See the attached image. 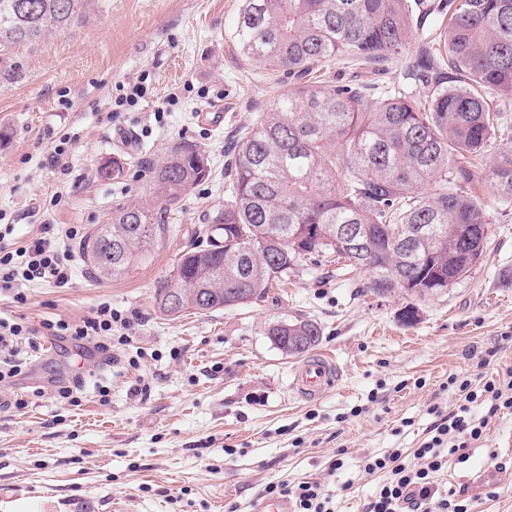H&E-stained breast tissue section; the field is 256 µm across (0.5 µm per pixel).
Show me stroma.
Here are the masks:
<instances>
[{
  "mask_svg": "<svg viewBox=\"0 0 512 512\" xmlns=\"http://www.w3.org/2000/svg\"><path fill=\"white\" fill-rule=\"evenodd\" d=\"M238 9L239 0H91L72 28L20 44L0 62V231L20 248L55 228L52 241L73 266L66 286L25 283L22 305L0 289V317L35 332L34 345L17 349L23 374L0 382V512H227L233 504L255 512L265 485L280 481L319 482L335 512H365L375 487L360 469L365 456L419 447L434 420L429 407L454 406L449 374L484 358L490 377L512 367V204L492 190L486 164L473 185L492 218L487 244L448 288L378 296L366 272L309 256L254 303L205 315L157 310V288L229 197L225 149L290 85L241 54ZM399 71L396 61L377 73L336 61L319 74L371 79L383 93ZM135 83L144 96L125 101ZM217 109L221 125L202 121ZM182 139L207 151L211 177L166 214L168 230L146 261L118 280L90 277L78 241L59 228L93 233L126 199L159 209L148 165ZM59 145L64 171L48 162ZM111 159L121 175L100 178ZM105 303L131 321L128 342L114 344L108 362L88 342L64 340L44 353L47 323L82 322ZM295 318L318 324L317 349L340 370L317 401L296 396L299 360L268 336ZM57 384L79 386V405L54 399ZM18 398L26 408H15ZM511 436L512 412L489 419L470 459L435 474L440 492L466 490L478 512H512ZM485 460L497 477L483 473ZM491 484L499 488L492 499Z\"/></svg>",
  "mask_w": 512,
  "mask_h": 512,
  "instance_id": "35a3bbf8",
  "label": "stroma"
}]
</instances>
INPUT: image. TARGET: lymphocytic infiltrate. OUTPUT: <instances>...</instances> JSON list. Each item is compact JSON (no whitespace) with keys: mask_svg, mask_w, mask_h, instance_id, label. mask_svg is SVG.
<instances>
[{"mask_svg":"<svg viewBox=\"0 0 512 512\" xmlns=\"http://www.w3.org/2000/svg\"><path fill=\"white\" fill-rule=\"evenodd\" d=\"M72 273L69 258L48 239H36L28 247L15 251L0 244V288L34 280L63 287L71 280ZM129 327V319L104 304L97 309L95 317L84 323H57L55 333L78 342H94L96 349L106 354L112 348L113 330ZM448 387L456 396L453 409L431 407L435 422L427 440L412 455L394 448L365 458V474L377 481L367 512H471L472 500L465 492L452 491L447 498H436L430 476L441 471L450 457L467 461L468 448L482 439L489 418L500 410L512 409V368L502 377L488 380L479 373L471 377L452 374L448 377ZM262 494L267 498L293 499L296 512H333L329 496L323 494L316 482L270 483Z\"/></svg>","mask_w":512,"mask_h":512,"instance_id":"f902f5d3","label":"lymphocytic infiltrate"}]
</instances>
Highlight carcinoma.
Instances as JSON below:
<instances>
[{
	"label": "carcinoma",
	"instance_id": "obj_1",
	"mask_svg": "<svg viewBox=\"0 0 512 512\" xmlns=\"http://www.w3.org/2000/svg\"><path fill=\"white\" fill-rule=\"evenodd\" d=\"M90 0H0V53L64 31ZM448 11L444 52L411 47L415 28ZM234 38L260 69L294 80L259 113L224 169L231 197L211 215L224 238L180 256L158 309L173 316L249 304L298 259L324 254L365 269L383 296L427 294L463 278L482 256L489 215L470 183L492 156L497 194L512 198V0H448L415 14L408 0H242ZM398 58L402 85L375 96L367 83L305 81L315 65ZM429 86L421 104L409 88ZM501 104L490 107L488 95ZM156 196L175 204L206 179V150L181 140L150 168ZM108 231L112 247L99 249ZM164 230L155 212L120 201L79 246L96 279H118L150 254ZM289 356L313 349L319 326L280 321L269 329ZM309 337L292 351L286 337Z\"/></svg>",
	"mask_w": 512,
	"mask_h": 512
}]
</instances>
